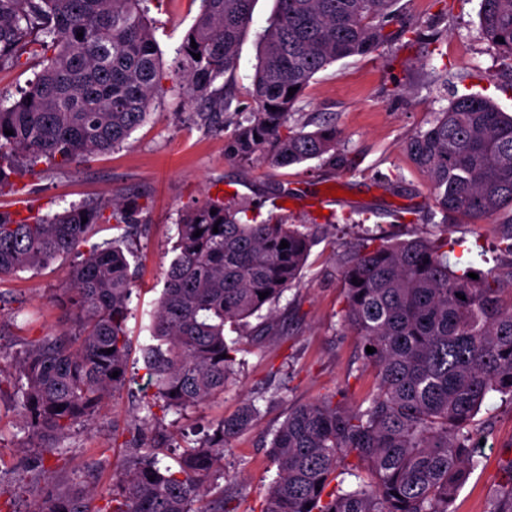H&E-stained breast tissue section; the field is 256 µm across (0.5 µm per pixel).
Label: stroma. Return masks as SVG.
Wrapping results in <instances>:
<instances>
[{
	"label": "stroma",
	"mask_w": 512,
	"mask_h": 512,
	"mask_svg": "<svg viewBox=\"0 0 512 512\" xmlns=\"http://www.w3.org/2000/svg\"><path fill=\"white\" fill-rule=\"evenodd\" d=\"M276 8V0H255L252 22L237 52L232 78L235 100L254 108L253 77L258 62L257 35ZM396 9L416 23L412 44L396 41L365 56L336 61L310 81L292 122L334 123L339 132V164L315 159L274 167L258 159L241 163L226 157L222 132L207 127L196 113L178 111L170 92L155 100L151 115L119 147L64 172L17 178L23 193L0 197V210L15 217L30 211L52 214L72 204L138 196L147 232L131 241V270L138 288L127 321L132 380L128 393L111 399L94 423L76 425L58 453L45 456L61 481L85 480L94 473L99 489L112 486V468L124 449L114 432L134 426L146 411L137 400L147 376L141 349L160 297L164 273L175 257L176 221L186 207L232 189L236 203L261 218L279 216L291 224L313 225L314 244L296 286L274 309L283 337L255 345L242 338L235 384L223 396L160 419L169 445H184L194 428L234 414L241 401L267 394L257 426L224 451V503L228 512H260L275 477L269 459L273 431L298 402L341 390L359 401L375 384L358 336L340 326L345 305L342 268L366 231L388 239L447 233L452 268L484 269L482 249H496L501 227L443 217L426 177L409 161L404 145L446 107V87L429 81L442 70L465 74L463 91L491 98L512 113V91H501L502 68L478 35L479 0H398ZM200 10L198 0H151L148 17L163 68ZM344 190L341 201L324 205L322 186ZM292 205L275 206L280 191ZM325 215H318V208ZM76 255L58 258L40 270L17 273L0 282V351L22 350L28 341L70 330L71 320L58 301ZM12 389L0 392V502L12 512H31L39 494L32 465L36 450L14 409ZM473 428L483 439L479 466L459 489L452 512H490L503 470L512 464V400L494 397L476 415Z\"/></svg>",
	"instance_id": "35a3bbf8"
}]
</instances>
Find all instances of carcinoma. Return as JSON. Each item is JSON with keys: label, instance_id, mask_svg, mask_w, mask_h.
Here are the masks:
<instances>
[{"label": "carcinoma", "instance_id": "obj_1", "mask_svg": "<svg viewBox=\"0 0 512 512\" xmlns=\"http://www.w3.org/2000/svg\"><path fill=\"white\" fill-rule=\"evenodd\" d=\"M147 2L0 0V70L24 56L43 62L19 99L0 104V196L20 191L4 166L65 170L121 145L150 115L166 89ZM253 3L201 0L171 75L200 120L227 131L225 153L233 159L247 163L259 154L287 167L325 157L336 165V126L290 125L296 103L336 61L374 53L415 30L393 10L396 0H277L259 34L256 110L245 115L224 76L234 74ZM478 18L480 39L512 69V0H479ZM392 25L398 29L388 30ZM405 149L430 180L443 216L473 224L500 219L501 251L512 254V114L481 95L457 93ZM143 210L113 198L25 220L0 211V280L81 256L62 300L74 329L45 335L16 355L0 353L15 370V379L0 378V388L13 386L18 417L42 452L59 449L75 424L92 420L130 382L135 281L124 245L141 231ZM238 214L220 199L181 214L151 342L142 348L154 388L148 415L127 430L129 453L113 467L104 508L95 505L103 495L97 487L59 484L40 457L34 470L43 488L33 512H224V449L256 425L255 400L179 454L163 452L148 432L159 420L155 407L178 412L224 395L240 363L239 342L225 330L238 332L273 309L307 262L310 234ZM109 223L125 235L81 250L90 226ZM342 276L341 325L362 347L375 348L365 359L376 387L355 407L332 392L288 411L270 443L276 476L260 512H450L479 465L474 417L487 399L512 397V277L452 269L446 234L391 243L371 234ZM350 457L358 482L346 486L338 469ZM490 512H512V466Z\"/></svg>", "mask_w": 512, "mask_h": 512}]
</instances>
